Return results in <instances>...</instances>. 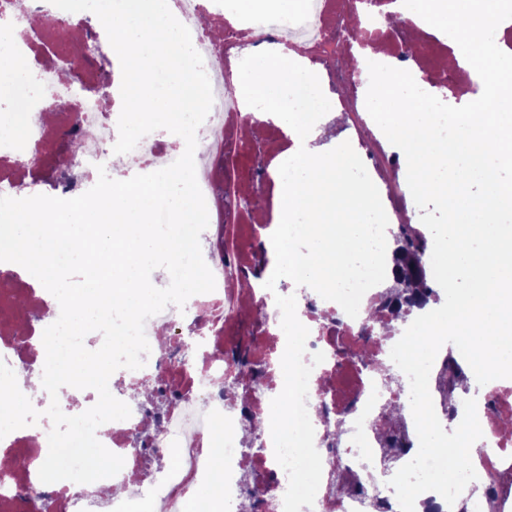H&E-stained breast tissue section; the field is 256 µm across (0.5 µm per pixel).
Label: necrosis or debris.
<instances>
[{
  "label": "necrosis or debris",
  "instance_id": "1",
  "mask_svg": "<svg viewBox=\"0 0 512 512\" xmlns=\"http://www.w3.org/2000/svg\"><path fill=\"white\" fill-rule=\"evenodd\" d=\"M235 0H176L173 15L190 31L209 77L212 108L200 127L195 150L196 177L205 197L209 225L200 237L202 255L216 282L214 291L191 297L184 307L167 306L150 317L144 331L150 352L138 370L118 369L121 393L150 380L159 388L160 410L131 403L128 419L101 425L96 436L124 458L115 476L74 487L63 480L42 483L38 476L49 444L46 435L20 428L0 439V459L11 468L0 470V504L10 512H29L32 498L60 503L62 512H193L197 488L207 482L220 488L224 512H237L241 501L258 494L257 512H284L288 475L274 455L266 410L284 385L278 364L286 338L278 312L270 306L260 269L264 250H257L248 272L247 288H239L244 250L239 232L249 228L255 238L267 236L273 222L277 159L282 145L269 132L272 120L260 119L243 98L227 96L226 84L239 77L243 49L251 52L297 50L316 66L321 86L334 98L350 132L349 141L363 158L378 191L390 226L406 220L405 163L393 151L369 115L365 98L369 62L408 70L424 91L444 97L461 88L465 70L457 43L434 27L424 38L406 32L412 13L401 0L390 11L366 19L367 34L381 46L353 47L348 34L355 0H302L288 18L275 20L263 7L238 11ZM15 33L9 47L17 66L0 82L9 107L0 113V196L37 194L70 199L89 190L98 167L116 180L131 172L146 173L172 164L175 145L157 133L144 136L136 148L117 155V122L122 100L121 68L112 57L99 19L88 12L69 13L51 0H0V21ZM250 185L262 205V221L242 207L239 194ZM0 310L23 307L22 324L0 332V360L15 373L19 387L34 388L44 361L37 348L44 329L57 320L60 306L28 271L0 264ZM297 308L309 330L308 353L323 352L314 367L307 400L313 403L322 428L314 444L322 459V477L313 507L301 512H414L415 504H433L437 512H512V434H481L478 442L460 447L452 439L428 448L424 429L406 431L408 447L396 472H388L380 452L386 404L403 402L407 377L386 381L393 362V337L372 333L367 312L378 300L375 290L362 298L357 317L323 299L309 288L295 289ZM255 345L251 360L257 376L240 375L235 354L242 343ZM368 351L375 370L361 371L356 390L341 383L347 367L340 351ZM260 421L259 445L246 450L238 437L246 418ZM345 424L346 432L330 439L326 424ZM223 448L216 461L215 448ZM456 468H449V460ZM158 461L148 472L147 461ZM357 482L340 490L338 475ZM480 483L478 497L461 492Z\"/></svg>",
  "mask_w": 512,
  "mask_h": 512
}]
</instances>
